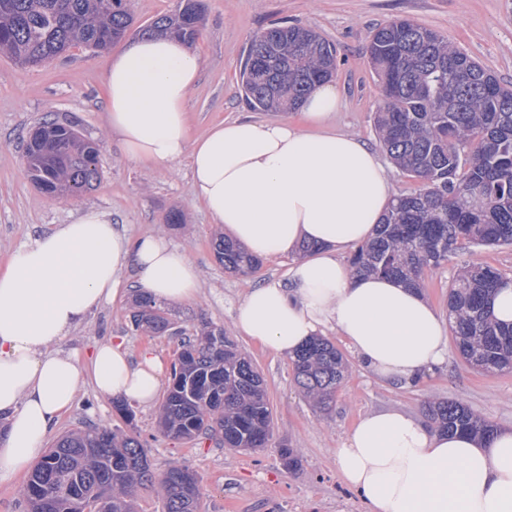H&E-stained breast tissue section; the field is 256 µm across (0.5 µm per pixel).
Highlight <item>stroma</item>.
<instances>
[{
	"label": "stroma",
	"mask_w": 512,
	"mask_h": 512,
	"mask_svg": "<svg viewBox=\"0 0 512 512\" xmlns=\"http://www.w3.org/2000/svg\"><path fill=\"white\" fill-rule=\"evenodd\" d=\"M204 24L193 44L202 57L199 81L186 109L192 136L224 120L252 117L279 120L282 112L252 108L245 99L239 73L251 40L276 22L310 27L336 48L338 70L333 83L344 106L336 125L380 148L376 117L382 88L368 63L371 31L395 18H407L448 37L485 66L502 85L512 87V0H203ZM106 59L82 49L42 65L27 67L0 50V271L14 252L38 234L68 223L79 211L98 207L129 239L161 231L171 245L183 249L198 267L201 296L169 306L176 327L194 335L208 322L233 331L239 302L247 288L261 281L285 279L290 257L264 259L260 269L240 276L216 260L212 240L216 226L194 198L188 160L146 169L127 158L119 141L107 133ZM77 125L99 140L100 182L79 197L61 201L30 181L20 143L47 118ZM184 216L182 225L166 224L170 210ZM479 261L512 278V245L463 250L427 275L423 292L440 316L448 314V288L461 265ZM139 287L135 269L124 270L112 299L95 309L79 328L57 344L59 351L87 357L103 340L124 343L131 358L151 350L170 367L178 337L148 336L131 322L130 299ZM239 350L262 373L273 410L274 436L267 448L237 451L217 438L192 440L164 436L157 427L158 405H133V422L116 412L112 399L84 384L70 410L45 437L53 442L89 424L138 435L155 476L170 466L187 465L203 479L200 512H367L361 496L336 470V450L361 416L396 409L426 419L435 398L453 399L483 415L498 428H512V373H486L449 354L440 367L414 382L376 378L355 354L348 353V374L331 408H314L294 385L289 358L272 353L245 337ZM293 448L296 469L285 467L279 444Z\"/></svg>",
	"instance_id": "obj_1"
}]
</instances>
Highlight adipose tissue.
I'll use <instances>...</instances> for the list:
<instances>
[{
	"label": "adipose tissue",
	"instance_id": "ef3b65f1",
	"mask_svg": "<svg viewBox=\"0 0 512 512\" xmlns=\"http://www.w3.org/2000/svg\"><path fill=\"white\" fill-rule=\"evenodd\" d=\"M201 57L170 37L142 38L109 58L106 113L125 155L147 167L188 158L192 192L213 223L256 256L295 259L287 282L245 293L235 327L274 353L294 355L335 329L375 376L408 381L443 364L444 323L418 290L381 275H354L339 256L371 239L393 201L390 174L354 133L329 126L335 86H318L301 122L225 121L188 136L186 102ZM159 301L199 294L185 251L157 233L130 241L106 211L88 208L20 248L0 273V480L25 474L43 454L50 427L84 380L104 396L148 406L162 367L132 361L103 341L86 362L56 345L102 303L127 267ZM342 480L369 512H512V429L483 439L446 433L397 410L361 417L336 450Z\"/></svg>",
	"mask_w": 512,
	"mask_h": 512
}]
</instances>
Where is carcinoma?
<instances>
[{
    "label": "carcinoma",
    "mask_w": 512,
    "mask_h": 512,
    "mask_svg": "<svg viewBox=\"0 0 512 512\" xmlns=\"http://www.w3.org/2000/svg\"><path fill=\"white\" fill-rule=\"evenodd\" d=\"M200 0H184L139 29L183 42L199 36ZM133 24L130 0H0V50L22 66H37L76 46L108 51ZM369 60L383 88L376 126L392 161L419 181L397 196L377 233L351 259L361 273L391 277L420 289L459 250L512 245V89L436 31L394 19L372 32ZM336 73V50L310 28L272 24L250 44L240 78L251 105L295 111ZM46 136L28 142L24 162L31 181L53 197H75L101 178L99 146L70 122H43ZM224 268L247 275L260 259L229 238L214 241ZM508 279L487 264L466 266L448 293V320L464 362L485 372L512 370V323L497 321L491 299ZM136 329L163 335L172 322L165 306L144 292L133 299ZM296 386L327 410L348 370L326 338H312L293 359ZM440 431L491 437L489 420L454 400L428 402ZM160 428L191 439L219 434L228 448L256 451L273 437V411L264 380L221 326H206L180 342L161 404ZM176 465L156 478L142 442L97 425L58 438L31 471L24 488L28 512H76L74 498L108 491V512H136L140 491L152 488L164 512H199L187 501Z\"/></svg>",
    "instance_id": "cac0c4a2"
}]
</instances>
